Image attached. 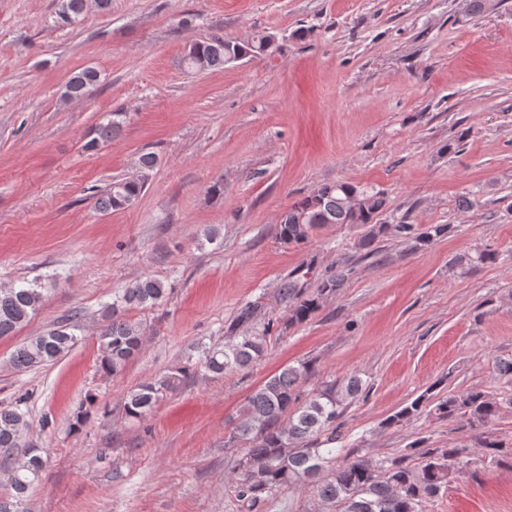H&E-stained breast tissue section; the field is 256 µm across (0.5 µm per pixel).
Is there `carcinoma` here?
Segmentation results:
<instances>
[{"label":"carcinoma","instance_id":"cac0c4a2","mask_svg":"<svg viewBox=\"0 0 512 512\" xmlns=\"http://www.w3.org/2000/svg\"><path fill=\"white\" fill-rule=\"evenodd\" d=\"M111 0H60L58 17L71 24L88 9L100 11L110 7ZM274 44L271 35H258L238 42L213 34L189 45L185 56L188 68L206 71L232 62L267 53ZM100 78L94 68H83L65 82L61 98L77 100L91 94ZM126 113L107 112L94 130V137L83 149L93 151L112 141L122 129ZM157 156L146 152L139 156V175L119 179L96 199L103 212L126 208L143 193ZM384 192L368 187H356L346 182L324 183L291 205L281 214L279 239L284 244L306 242L312 232L323 224H370L387 206ZM445 224H430L415 232L412 224H398L396 230L416 239L419 245H429L442 237ZM347 273L323 282L313 292L298 287L291 280L280 288L282 300L293 301L288 310L286 326L302 324L317 313L323 299L336 291ZM167 295L165 284L153 278L132 282L101 314L97 343L101 369L109 374L123 371L141 350L146 331L124 313L129 309H151L161 304ZM43 298V286L37 282L0 288V337L11 335L28 322ZM259 304H245L224 332V342L202 346L199 359L143 383L124 395L125 415L130 420L143 419L155 405L185 380L203 369L213 377L227 371L252 367L267 352L274 327L269 320L262 327L253 326ZM80 313L69 314L55 328L29 337L12 353L9 364L25 372L55 362L78 342L81 330ZM248 329L242 331L240 327ZM314 368L307 362L287 365L268 377L248 398L240 418L232 430L230 441L245 442L249 448L239 458L232 477L233 492L238 500L256 508L283 487L306 483L324 504L336 512H421L422 503L439 495L448 486L455 465L461 462L465 447L425 448L418 452L420 463H407L409 456H356L345 448L336 447L340 437V419L347 402L362 392V381L352 376L341 385L330 384L302 398L301 383L308 380ZM29 393L18 392L8 401L0 402V468L8 474L9 494L0 497V512H16L14 504L24 499L42 477L46 462L36 448L22 455L12 449L23 447L29 430L26 412ZM428 398L420 396L386 420L393 425L426 409ZM500 401L489 393L471 389L448 393L434 407L443 419L468 416L474 427H482L499 413ZM483 455L496 458L512 455V448L484 438L480 441Z\"/></svg>","mask_w":512,"mask_h":512}]
</instances>
